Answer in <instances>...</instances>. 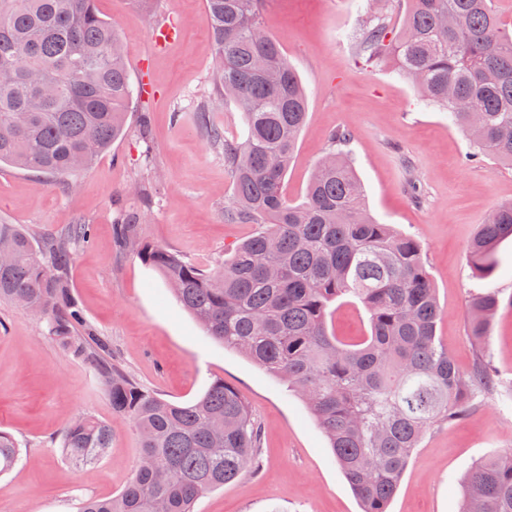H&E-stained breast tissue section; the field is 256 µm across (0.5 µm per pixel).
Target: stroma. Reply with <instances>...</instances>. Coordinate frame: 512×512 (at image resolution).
Instances as JSON below:
<instances>
[{"mask_svg":"<svg viewBox=\"0 0 512 512\" xmlns=\"http://www.w3.org/2000/svg\"><path fill=\"white\" fill-rule=\"evenodd\" d=\"M359 0H265L264 19L296 68L308 98L306 124L285 177L301 201L329 136L347 130V151L365 202L380 223L423 248L442 316L437 340L462 373L484 352L499 379L460 419L435 428L412 453L387 512H459L463 478L485 456L512 450V239L497 249L494 285L500 305L485 349L468 334L470 293L484 283L467 260L479 224L512 202V167L472 151L447 112L423 101L391 63L358 64L350 40L365 17ZM118 24L135 95L127 132L75 189L44 174L0 168V220L45 237L88 224L92 238L70 268L86 319L144 387L174 402L202 395L224 379L260 429L259 466L204 494L195 512H361L327 441L304 403L275 376L206 338L176 303L162 276L119 249L115 224L142 210V232L203 268L220 267L230 248L256 231L232 224L233 192L223 150L198 123L196 104L215 66L211 21L203 0H97ZM328 327L355 342L370 331L354 298L338 300ZM83 413L112 425V445L96 462L65 460L56 440ZM0 429L22 445V459L0 476V512H76L89 497L116 495L140 455L128 418L116 414L92 369L69 356L44 319L0 307Z\"/></svg>","mask_w":512,"mask_h":512,"instance_id":"1","label":"stroma"}]
</instances>
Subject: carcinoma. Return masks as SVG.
<instances>
[{
  "label": "carcinoma",
  "instance_id": "cac0c4a2",
  "mask_svg": "<svg viewBox=\"0 0 512 512\" xmlns=\"http://www.w3.org/2000/svg\"><path fill=\"white\" fill-rule=\"evenodd\" d=\"M264 0H205L217 63L197 112L224 151L233 181L226 206L237 224H256L224 266L207 271L143 236L139 211L116 223L120 248L159 272L171 293L224 347L280 378L305 403L362 512H387L408 460L434 427L464 416L496 374L481 358L462 374L436 339L442 310L419 242L379 224L343 146L330 136L303 201H288L284 179L307 119L300 76L263 24ZM352 42L360 63L389 61L471 138L473 156L512 166V26L492 0H407L398 33L366 7ZM234 105L243 132L213 124L211 97ZM133 88L117 23L95 0H0V166L48 174L64 185L93 165L125 129ZM512 237V203L488 216L468 249L481 278L496 270V248ZM88 224L37 239L0 221V303L31 310L68 354L92 368L112 410L140 440L138 462L120 492L89 498L78 512H194L207 491L256 464L260 428L236 390L218 378L188 403L142 386L112 358L75 303L69 268L89 243ZM355 297L370 335L347 344L331 333V305ZM499 307L491 284L471 296L469 335L481 346ZM112 444V425L76 418L58 438L66 460L87 464ZM0 430V476L20 461ZM460 512H512V453L484 458L463 482Z\"/></svg>",
  "mask_w": 512,
  "mask_h": 512
}]
</instances>
